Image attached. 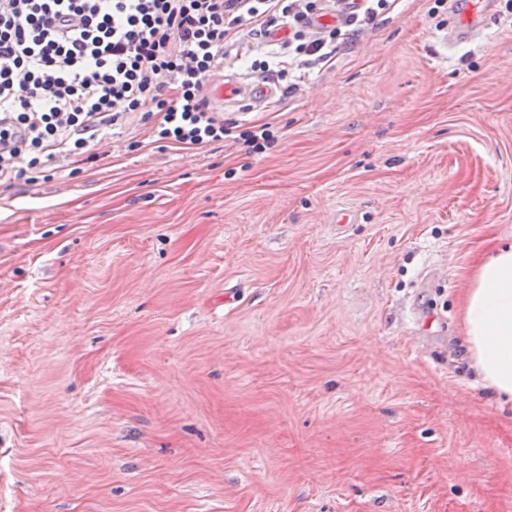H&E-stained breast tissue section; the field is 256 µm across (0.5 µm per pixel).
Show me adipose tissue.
Masks as SVG:
<instances>
[{"label": "adipose tissue", "instance_id": "adipose-tissue-1", "mask_svg": "<svg viewBox=\"0 0 512 512\" xmlns=\"http://www.w3.org/2000/svg\"><path fill=\"white\" fill-rule=\"evenodd\" d=\"M471 367L497 400L512 402V243L476 264L462 305Z\"/></svg>", "mask_w": 512, "mask_h": 512}]
</instances>
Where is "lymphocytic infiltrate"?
Instances as JSON below:
<instances>
[{"label":"lymphocytic infiltrate","instance_id":"obj_1","mask_svg":"<svg viewBox=\"0 0 512 512\" xmlns=\"http://www.w3.org/2000/svg\"><path fill=\"white\" fill-rule=\"evenodd\" d=\"M390 0L349 9L343 26L309 27L325 0H0V184L70 158L94 160L111 127L152 121L183 149L223 140L206 80L241 31L267 36L291 19L294 48L253 71L286 77L302 57L327 63L343 27L372 20Z\"/></svg>","mask_w":512,"mask_h":512}]
</instances>
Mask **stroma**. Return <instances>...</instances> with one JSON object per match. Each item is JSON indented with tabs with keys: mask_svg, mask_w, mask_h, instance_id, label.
I'll return each instance as SVG.
<instances>
[{
	"mask_svg": "<svg viewBox=\"0 0 512 512\" xmlns=\"http://www.w3.org/2000/svg\"><path fill=\"white\" fill-rule=\"evenodd\" d=\"M447 21L392 0L269 105L213 104L264 153L136 121L0 187V512H512L461 323L512 240V13L439 66ZM246 50L288 52L242 37L210 83ZM270 128L271 126L267 123L246 127L240 131L238 139L248 153H263L275 140Z\"/></svg>",
	"mask_w": 512,
	"mask_h": 512,
	"instance_id": "obj_1",
	"label": "stroma"
}]
</instances>
